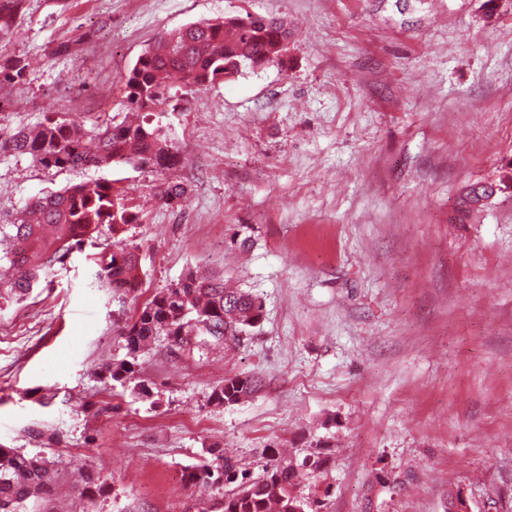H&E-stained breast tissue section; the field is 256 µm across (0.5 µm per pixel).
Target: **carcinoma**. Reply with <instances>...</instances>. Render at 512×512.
<instances>
[{
    "instance_id": "carcinoma-1",
    "label": "carcinoma",
    "mask_w": 512,
    "mask_h": 512,
    "mask_svg": "<svg viewBox=\"0 0 512 512\" xmlns=\"http://www.w3.org/2000/svg\"><path fill=\"white\" fill-rule=\"evenodd\" d=\"M22 0H0V31L10 28ZM288 28L273 16L224 17L202 20L158 34L136 63L122 76L128 104L140 112H161L170 91L166 75H180L184 95L196 98L212 86L246 70L268 65L282 66V43ZM28 63L22 57L0 53V85H20L27 80ZM28 155L45 169L67 170L121 164L136 169L164 171L175 163V152L159 126L148 122L110 124L95 122L80 133L72 119H48L0 142V150ZM512 188V164L503 167L499 180L466 186L460 198L464 215L486 207L500 192ZM162 203L180 201L185 187L165 179L154 186ZM139 221L124 193L109 181H94L35 196L17 209L8 224L0 225V242L9 248L0 254V299H23L46 274L53 257L83 249L98 228L107 224L116 233ZM87 260L96 267L95 280L101 287L131 291L138 287L141 266L137 247L116 252L92 253ZM263 305L251 293L230 288L221 276L189 271L173 288L155 294L121 332L127 358L101 368L107 382L131 379L136 355L160 335L172 346L185 350L206 339L212 345L226 344L224 337L238 336L260 325ZM261 383L255 375L236 374L212 393L218 404L226 399L241 401ZM322 459L312 454L301 467L272 458L263 474L249 478L238 462L223 459L221 467L208 460L195 465L186 475L187 484L225 489L214 499L212 512H320L313 496L299 493L300 468L317 471ZM59 479L58 469L44 456H30L16 448L0 447V512H46L44 502ZM108 493V483L98 472L86 468L79 490L81 512H99L98 498Z\"/></svg>"
}]
</instances>
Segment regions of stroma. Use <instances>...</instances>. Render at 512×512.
I'll return each instance as SVG.
<instances>
[{
	"mask_svg": "<svg viewBox=\"0 0 512 512\" xmlns=\"http://www.w3.org/2000/svg\"><path fill=\"white\" fill-rule=\"evenodd\" d=\"M249 15L287 23L288 65L163 113L179 205L148 168L0 152V224L101 178L142 216L93 238L138 246L137 292L95 287L75 251L0 300V447L56 461L59 506L91 466L102 512H197L185 475L211 448L254 478L270 449L322 453L301 484L328 489L322 512H445L459 488L471 512H512V189L458 213L512 159V0H25L0 36L30 63L0 141L57 115L130 119L122 76L160 32ZM192 269L258 297L260 328L190 356L156 337L132 382L102 383L122 327ZM233 374L262 384L212 402Z\"/></svg>",
	"mask_w": 512,
	"mask_h": 512,
	"instance_id": "1",
	"label": "stroma"
}]
</instances>
